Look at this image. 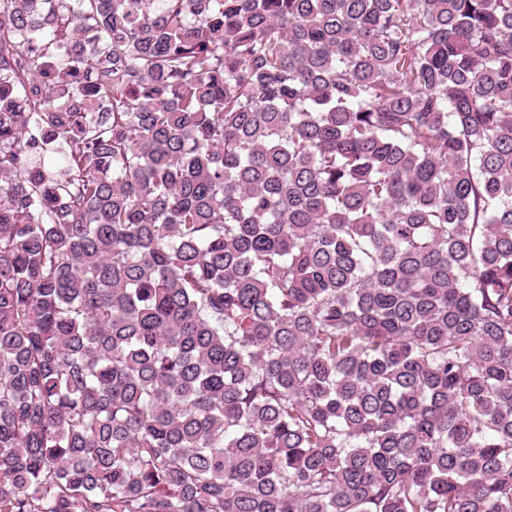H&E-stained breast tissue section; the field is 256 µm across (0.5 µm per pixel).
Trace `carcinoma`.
<instances>
[{
  "label": "carcinoma",
  "instance_id": "1",
  "mask_svg": "<svg viewBox=\"0 0 512 512\" xmlns=\"http://www.w3.org/2000/svg\"><path fill=\"white\" fill-rule=\"evenodd\" d=\"M0 512H512V0H0Z\"/></svg>",
  "mask_w": 512,
  "mask_h": 512
}]
</instances>
